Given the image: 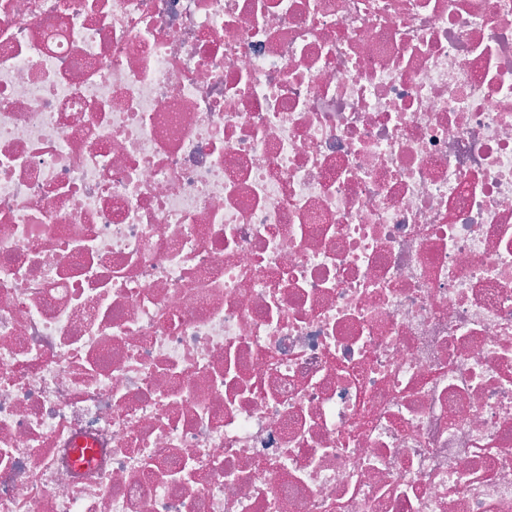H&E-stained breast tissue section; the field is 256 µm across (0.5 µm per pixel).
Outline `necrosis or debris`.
<instances>
[{
  "label": "necrosis or debris",
  "mask_w": 512,
  "mask_h": 512,
  "mask_svg": "<svg viewBox=\"0 0 512 512\" xmlns=\"http://www.w3.org/2000/svg\"><path fill=\"white\" fill-rule=\"evenodd\" d=\"M0 512H512V0H0Z\"/></svg>",
  "instance_id": "1"
}]
</instances>
